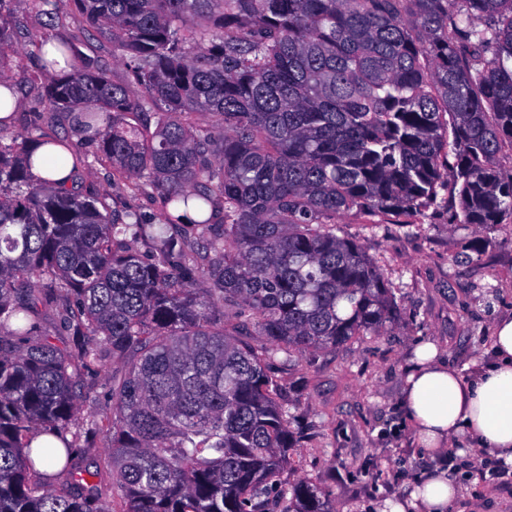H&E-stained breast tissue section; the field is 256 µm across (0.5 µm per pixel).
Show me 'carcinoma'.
Listing matches in <instances>:
<instances>
[{"instance_id": "carcinoma-1", "label": "carcinoma", "mask_w": 512, "mask_h": 512, "mask_svg": "<svg viewBox=\"0 0 512 512\" xmlns=\"http://www.w3.org/2000/svg\"><path fill=\"white\" fill-rule=\"evenodd\" d=\"M41 3L45 25L66 4L128 59L140 95L78 62L44 95L163 211L116 217L90 190L33 183L32 150L62 141L0 134V512H330L283 478L296 435L272 365L398 322L336 216L417 224L446 190L456 224L512 222V0ZM40 305L71 346L38 335ZM107 351L130 366L105 426L77 394ZM41 433L62 447L33 446ZM99 435L110 500L74 478Z\"/></svg>"}]
</instances>
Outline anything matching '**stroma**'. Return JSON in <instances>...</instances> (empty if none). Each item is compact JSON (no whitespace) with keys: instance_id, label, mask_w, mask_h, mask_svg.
I'll use <instances>...</instances> for the list:
<instances>
[{"instance_id":"1","label":"stroma","mask_w":512,"mask_h":512,"mask_svg":"<svg viewBox=\"0 0 512 512\" xmlns=\"http://www.w3.org/2000/svg\"><path fill=\"white\" fill-rule=\"evenodd\" d=\"M12 9L23 33L16 54L0 64L21 101L11 133L67 140L90 159L79 169V184L117 207L130 204L146 216L158 215L160 199L151 193L129 197L114 182L111 167L95 161V142L75 131L72 116L53 112L28 82L40 42L71 38L77 20L66 18L48 29L39 0H14ZM458 209L457 198L449 197L419 224L361 214L337 219V235L361 244L383 271L401 320L384 333L273 367L305 433L291 451V470L319 484L333 512H375L384 500L408 497L418 477L442 465L462 482L456 512H512L511 465L486 459L463 439L444 458H430L414 446L402 406L406 369L419 340L435 342L441 357L461 371L487 351L495 322L512 314V224L451 223ZM122 369L107 356L84 378L79 401L85 412L99 419L111 415L109 382Z\"/></svg>"}]
</instances>
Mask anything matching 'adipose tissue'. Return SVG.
I'll return each mask as SVG.
<instances>
[{"mask_svg": "<svg viewBox=\"0 0 512 512\" xmlns=\"http://www.w3.org/2000/svg\"><path fill=\"white\" fill-rule=\"evenodd\" d=\"M72 160L62 147L45 145L33 156L31 174L39 180L69 178ZM415 442L427 455H442L459 435L501 463L512 465V317L499 320L487 353L461 375L439 357L434 342L420 344L407 370L403 396ZM460 488L447 469L419 481L407 499L379 504L378 512H448Z\"/></svg>", "mask_w": 512, "mask_h": 512, "instance_id": "1", "label": "adipose tissue"}]
</instances>
